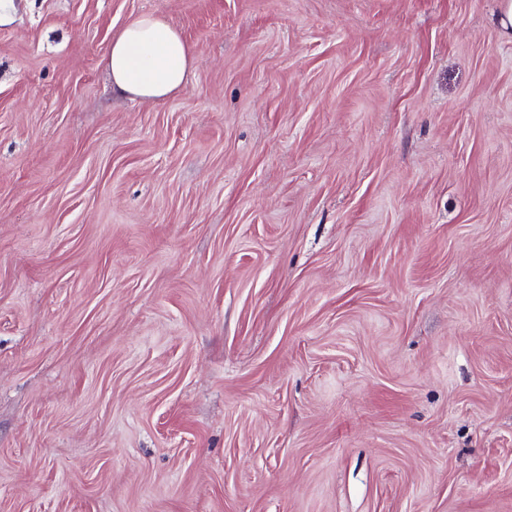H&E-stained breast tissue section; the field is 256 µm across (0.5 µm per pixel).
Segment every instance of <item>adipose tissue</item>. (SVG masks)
<instances>
[{
  "label": "adipose tissue",
  "mask_w": 512,
  "mask_h": 512,
  "mask_svg": "<svg viewBox=\"0 0 512 512\" xmlns=\"http://www.w3.org/2000/svg\"><path fill=\"white\" fill-rule=\"evenodd\" d=\"M194 64L192 48L162 16L142 13L112 38L106 65L115 91L132 99L162 101L185 86Z\"/></svg>",
  "instance_id": "obj_1"
}]
</instances>
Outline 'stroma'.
Here are the masks:
<instances>
[{"instance_id": "35a3bbf8", "label": "stroma", "mask_w": 512, "mask_h": 512, "mask_svg": "<svg viewBox=\"0 0 512 512\" xmlns=\"http://www.w3.org/2000/svg\"><path fill=\"white\" fill-rule=\"evenodd\" d=\"M495 9L0 0V512H512ZM193 64L192 48L154 13H141L126 23L106 53L112 89L143 101L158 102L179 93Z\"/></svg>"}]
</instances>
